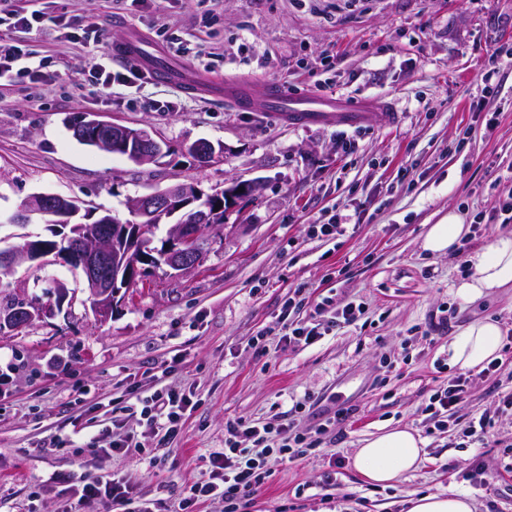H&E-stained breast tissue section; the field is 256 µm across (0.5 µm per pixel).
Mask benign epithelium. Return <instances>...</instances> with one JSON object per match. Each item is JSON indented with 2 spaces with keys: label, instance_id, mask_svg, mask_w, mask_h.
<instances>
[{
  "label": "benign epithelium",
  "instance_id": "obj_1",
  "mask_svg": "<svg viewBox=\"0 0 512 512\" xmlns=\"http://www.w3.org/2000/svg\"><path fill=\"white\" fill-rule=\"evenodd\" d=\"M74 136L91 143L102 150L121 151L127 159L138 166L163 164L167 156L162 145L141 127H131L99 119L94 112H84L78 116L73 126ZM259 183H233L224 188V194L210 197L207 207L226 208V204L242 197L254 194ZM201 199L197 185L189 182L171 184L164 189L133 198L130 208L138 217L135 225L124 224L111 217L102 220V225L94 229L73 227L68 253L83 274V294L102 320L112 316L120 301L121 290L106 272L108 260L117 255L125 259L133 258L126 273L123 287L129 288L143 273L137 261L147 259L154 252L153 240L146 234L147 225L158 224L161 219L173 218ZM76 208L74 201L57 194L33 193L25 199L16 215L19 224L27 221L31 214L43 217H64ZM207 242L204 226L193 227L178 219L168 229L167 246L163 250L164 265L173 273L186 274L198 264L199 249ZM52 252L38 246L27 244L23 247L0 251V264L10 268L29 264L44 266L51 263ZM54 302L34 303L21 307L17 318L26 322L36 317L51 318L65 303L75 299L76 292L69 290L61 281L53 282Z\"/></svg>",
  "mask_w": 512,
  "mask_h": 512
}]
</instances>
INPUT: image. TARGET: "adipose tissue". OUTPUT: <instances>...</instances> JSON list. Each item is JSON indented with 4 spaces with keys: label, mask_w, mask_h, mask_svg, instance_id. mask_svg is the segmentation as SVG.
<instances>
[{
    "label": "adipose tissue",
    "mask_w": 512,
    "mask_h": 512,
    "mask_svg": "<svg viewBox=\"0 0 512 512\" xmlns=\"http://www.w3.org/2000/svg\"><path fill=\"white\" fill-rule=\"evenodd\" d=\"M468 231L457 213H448L429 226L423 247L438 255L451 253ZM468 262L473 274L457 284L455 295L459 299L470 302L490 290L512 288V236L498 238L489 247L474 251ZM501 343L502 330L497 320H476L449 341V363L464 372L484 369L499 359ZM422 460V439L399 426L379 430L365 439L355 453L353 465L366 481L386 487L416 470Z\"/></svg>",
    "instance_id": "adipose-tissue-1"
}]
</instances>
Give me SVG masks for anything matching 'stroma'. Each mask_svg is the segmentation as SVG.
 Listing matches in <instances>:
<instances>
[{"mask_svg":"<svg viewBox=\"0 0 512 512\" xmlns=\"http://www.w3.org/2000/svg\"><path fill=\"white\" fill-rule=\"evenodd\" d=\"M39 10L40 27L17 37L46 63V79L0 83V246L28 232L33 216L11 223L26 196H71L84 208L129 219V198L174 182L203 191L256 181L258 191L227 208L207 229L211 247L183 276L147 272L107 321L71 309L0 335V512H100L76 487L49 483L57 472L117 477L134 488L114 512H176L190 487L207 481L227 422L287 420L305 431L313 414L353 409L289 464L270 456V476L241 512H406L414 495L467 492L477 512H512V415L497 418L496 442L460 447L456 429L425 410L458 371L448 342L490 317L502 330L492 376L471 372L458 407L464 417L493 414L512 392V288L464 302L454 286L472 273L468 255L512 234L494 218L500 174L512 164V65L493 90L481 80L492 56L512 52V0H0V11ZM103 23V42L57 36L58 19ZM136 32L170 67L190 76H249L303 92L395 102L393 126L294 128L271 113L233 109L217 95L191 94L143 75L102 92L86 71L128 64L120 43ZM190 46L178 56L163 37ZM334 57V68L316 63ZM153 100L170 101L157 112ZM80 112L151 129L165 143V165L137 166L79 143L67 120ZM206 139L224 155L202 167L186 144ZM456 212L470 232L450 254L423 248L428 225ZM350 216L343 231L311 237V222ZM77 287L65 264L25 266L0 277V295H43L49 278ZM302 293L298 321L316 303H347L363 313L314 344L282 337L285 302ZM190 395L168 444L140 434L134 391ZM139 433V447L110 451L103 427L113 416ZM405 426L426 442L425 460L395 486L376 487L352 467L360 440Z\"/></svg>","mask_w":512,"mask_h":512,"instance_id":"obj_1","label":"stroma"}]
</instances>
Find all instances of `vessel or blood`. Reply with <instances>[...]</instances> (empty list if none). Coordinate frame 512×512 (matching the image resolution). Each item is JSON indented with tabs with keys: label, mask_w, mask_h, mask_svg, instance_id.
<instances>
[{
	"label": "vessel or blood",
	"mask_w": 512,
	"mask_h": 512,
	"mask_svg": "<svg viewBox=\"0 0 512 512\" xmlns=\"http://www.w3.org/2000/svg\"><path fill=\"white\" fill-rule=\"evenodd\" d=\"M127 55L138 57L148 74L163 83L181 82V75L172 68L158 64L154 55L142 49L135 38H128L122 44ZM212 90L223 91L225 97L242 108H255L271 112H284L290 123L295 125L336 123L358 126L373 119L391 124L397 119L391 108L379 107L372 99L352 100L345 96L313 97L303 94L291 95L283 88L256 86L253 84L212 83Z\"/></svg>",
	"instance_id": "b4317fda"
}]
</instances>
